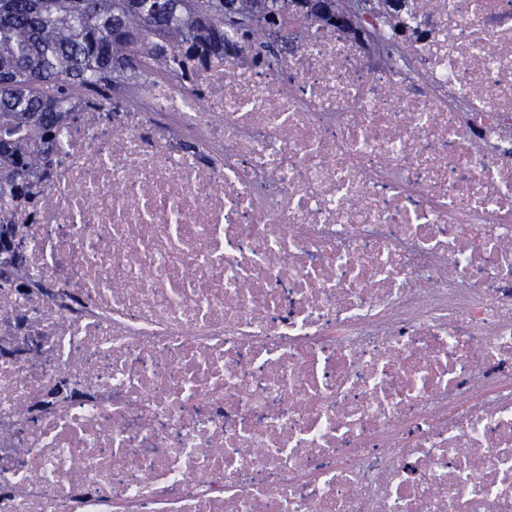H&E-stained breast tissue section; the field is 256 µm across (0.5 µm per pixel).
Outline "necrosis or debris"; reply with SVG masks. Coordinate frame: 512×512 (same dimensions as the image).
<instances>
[{
    "instance_id": "4bbe7bcc",
    "label": "necrosis or debris",
    "mask_w": 512,
    "mask_h": 512,
    "mask_svg": "<svg viewBox=\"0 0 512 512\" xmlns=\"http://www.w3.org/2000/svg\"><path fill=\"white\" fill-rule=\"evenodd\" d=\"M228 37L0 199V512H512V0Z\"/></svg>"
}]
</instances>
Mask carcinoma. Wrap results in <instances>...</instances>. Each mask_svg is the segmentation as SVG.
Returning <instances> with one entry per match:
<instances>
[{"instance_id": "carcinoma-1", "label": "carcinoma", "mask_w": 512, "mask_h": 512, "mask_svg": "<svg viewBox=\"0 0 512 512\" xmlns=\"http://www.w3.org/2000/svg\"><path fill=\"white\" fill-rule=\"evenodd\" d=\"M245 0H0V196L20 194L37 157L32 139L55 137L77 86L102 88L112 64L131 67L152 36L225 56L224 27L243 26Z\"/></svg>"}]
</instances>
